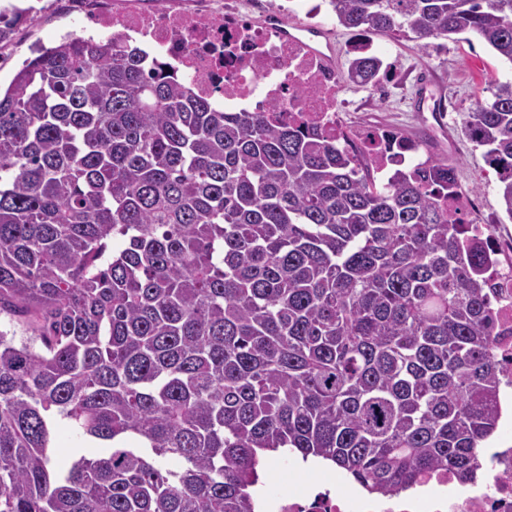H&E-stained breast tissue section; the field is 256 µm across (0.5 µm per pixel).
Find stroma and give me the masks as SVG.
Returning <instances> with one entry per match:
<instances>
[{
    "instance_id": "35a3bbf8",
    "label": "stroma",
    "mask_w": 512,
    "mask_h": 512,
    "mask_svg": "<svg viewBox=\"0 0 512 512\" xmlns=\"http://www.w3.org/2000/svg\"><path fill=\"white\" fill-rule=\"evenodd\" d=\"M35 5L32 21L23 23L13 41L0 48V87L10 84L24 60L41 46L56 45L64 36L81 34L74 14L62 10L59 0H0ZM374 50L393 63L382 88L344 83L341 116L345 121L370 120L388 123L427 146L430 153L450 166L458 183L481 196L482 220L492 232L512 234V221L501 220L498 184L486 165L482 151L462 132V122L477 99L487 97L489 80L512 81V64L479 39L448 42L446 47L419 52L412 42L370 34ZM429 79L427 92H420L422 79ZM54 469H66L75 453H96L97 448L63 419L53 423Z\"/></svg>"
}]
</instances>
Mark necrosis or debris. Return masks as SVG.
<instances>
[{
	"label": "necrosis or debris",
	"instance_id": "necrosis-or-debris-1",
	"mask_svg": "<svg viewBox=\"0 0 512 512\" xmlns=\"http://www.w3.org/2000/svg\"><path fill=\"white\" fill-rule=\"evenodd\" d=\"M77 14L111 30L115 41L140 35L172 61L177 76L192 91L232 112L246 106L269 113L276 124L317 131L351 150L370 149L378 171L394 162L409 164L419 155L415 143L396 129L382 126L352 131L339 115L341 77L324 55L310 51L301 36L289 35L292 12L279 0L253 14L241 0H171L148 11L139 0H74ZM478 245L497 257L489 277L495 301L493 343L512 383V241L478 230ZM474 482L460 484L445 471L427 475L441 486L429 499L407 492L367 498L316 485L287 490L263 488L262 512H512V448H485Z\"/></svg>",
	"mask_w": 512,
	"mask_h": 512
}]
</instances>
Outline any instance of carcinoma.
<instances>
[{
  "label": "carcinoma",
  "instance_id": "obj_1",
  "mask_svg": "<svg viewBox=\"0 0 512 512\" xmlns=\"http://www.w3.org/2000/svg\"><path fill=\"white\" fill-rule=\"evenodd\" d=\"M332 4L356 34L470 33L512 63V0ZM462 132L512 221V81ZM426 164L381 180L127 42L37 49L0 93V315L29 333L0 330V512H256L274 453L371 495L473 480L502 411L489 258ZM58 417L107 449L54 470Z\"/></svg>",
  "mask_w": 512,
  "mask_h": 512
}]
</instances>
